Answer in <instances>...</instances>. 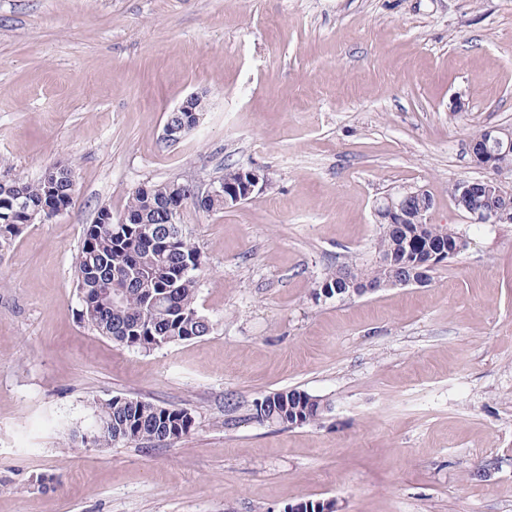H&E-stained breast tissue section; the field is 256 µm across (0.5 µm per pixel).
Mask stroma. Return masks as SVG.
<instances>
[{"mask_svg":"<svg viewBox=\"0 0 512 512\" xmlns=\"http://www.w3.org/2000/svg\"><path fill=\"white\" fill-rule=\"evenodd\" d=\"M193 93L198 127L165 143ZM483 125L512 127V0H0V175L76 176L0 260V512H512V224L471 223L449 193L482 177ZM228 167L271 190L177 218L213 330L149 352L95 334L84 227L140 185L202 194ZM402 185L466 250L424 288L324 297L330 269L374 261L375 200ZM293 388L327 404L318 422L247 419ZM116 395L192 428L72 441Z\"/></svg>","mask_w":512,"mask_h":512,"instance_id":"stroma-1","label":"stroma"}]
</instances>
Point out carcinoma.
Masks as SVG:
<instances>
[{
  "instance_id": "1",
  "label": "carcinoma",
  "mask_w": 512,
  "mask_h": 512,
  "mask_svg": "<svg viewBox=\"0 0 512 512\" xmlns=\"http://www.w3.org/2000/svg\"><path fill=\"white\" fill-rule=\"evenodd\" d=\"M71 168L54 167L51 177L29 182L21 177L0 184V259L9 253L30 216L37 218L70 207L74 185ZM184 190L178 182L146 184L131 193L123 212L125 223L88 224L74 277L82 321L113 343L141 351L207 335L214 322L196 306L197 272L203 259L182 233L181 225L165 221L178 207ZM371 265L345 264L325 274L320 288L333 289L348 272L385 283L393 276L413 275L419 265L428 272L459 256L466 241L454 229L440 224L380 225ZM117 291L116 301L109 291ZM312 395L298 389L265 395L254 404L260 422L311 424L323 412ZM95 420L111 423L87 443L110 447L120 443H173L189 433L192 417L138 398L114 396L94 403Z\"/></svg>"
}]
</instances>
